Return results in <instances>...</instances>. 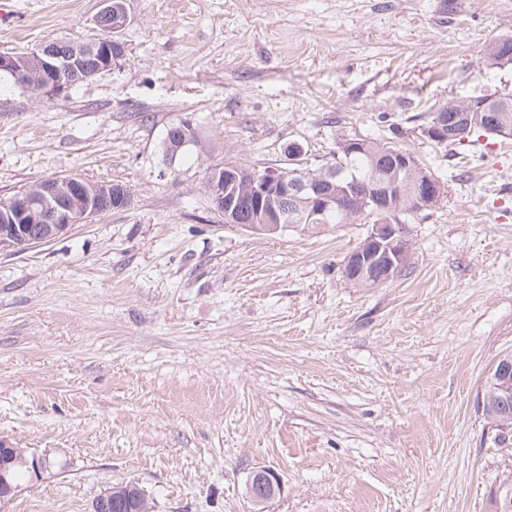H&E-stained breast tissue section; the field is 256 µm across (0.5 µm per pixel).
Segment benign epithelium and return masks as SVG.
<instances>
[{
  "label": "benign epithelium",
  "mask_w": 512,
  "mask_h": 512,
  "mask_svg": "<svg viewBox=\"0 0 512 512\" xmlns=\"http://www.w3.org/2000/svg\"><path fill=\"white\" fill-rule=\"evenodd\" d=\"M96 27L104 34L98 39L108 55L118 60L124 55V45L118 34L128 23L126 5L118 0H100L94 16ZM37 61L34 67L24 64L25 56L0 53V73L13 75L21 85H35L48 95L58 94L80 82L82 74L74 61L80 56L75 42L46 43L29 52ZM472 104L466 103L448 115L440 112L424 127L430 139L441 144L460 126L463 114ZM173 129L181 136L169 143L170 160L174 164L179 153L194 143L195 130L188 123ZM382 155L391 159L386 167H375L371 176L363 181L346 184L339 180L340 173L329 166L308 177L288 180L285 171L267 169L255 173L241 183L213 178L208 194L213 206L224 213V222L247 231L276 232L288 223L296 203L306 197L310 206L308 219L316 222L336 208L341 197L354 198L378 212L379 220L371 225L362 245L352 251L345 261L349 280L383 283L393 278L409 261L410 250L401 224L391 215L412 208L421 210L434 205L444 194V187L432 174L426 172L402 152L385 150ZM234 187L233 195L253 201L255 211L241 216L233 207L224 205V182ZM112 187L100 188L79 175L51 177L42 181L24 204L18 199L0 207V249L20 248L48 243L66 233L77 224L89 222L93 217L112 211ZM483 412L491 411L506 416L512 411V355L501 358L492 368L488 384L480 394ZM24 469L38 480L55 466L46 455H29L22 448L0 438V502L10 500L19 490L11 477V467ZM248 494L258 504L273 499L281 490L280 478L269 468L252 471ZM91 512H154L144 490L133 482L106 486L92 502ZM495 512H512V477H506L497 493Z\"/></svg>",
  "instance_id": "7a95c632"
}]
</instances>
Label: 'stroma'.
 <instances>
[{"label": "stroma", "instance_id": "1", "mask_svg": "<svg viewBox=\"0 0 512 512\" xmlns=\"http://www.w3.org/2000/svg\"><path fill=\"white\" fill-rule=\"evenodd\" d=\"M99 0H0V52L100 38ZM125 55L45 95L0 74V200L81 175L125 209L0 251V436L59 470L0 512H494L512 447L478 408L512 354V137L439 145L427 115L512 92V0H126ZM199 134L174 165L169 126ZM409 149L445 186L403 217L410 261L352 285L373 217L275 235L226 224L208 168L306 170L339 141ZM247 490L253 501L258 504L266 503L280 492V478L269 468L256 469L252 471ZM91 512H154L144 490L133 482L107 485L92 502Z\"/></svg>", "mask_w": 512, "mask_h": 512}]
</instances>
